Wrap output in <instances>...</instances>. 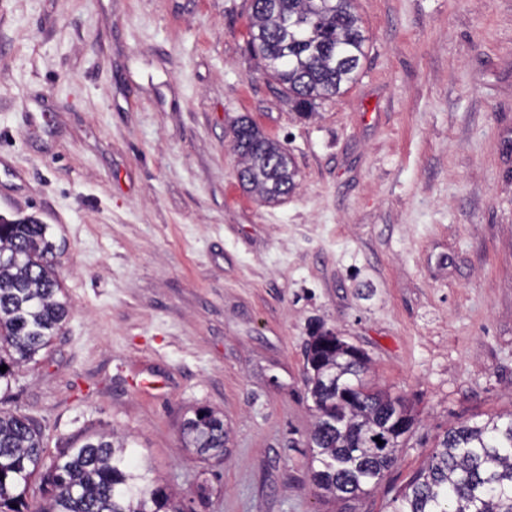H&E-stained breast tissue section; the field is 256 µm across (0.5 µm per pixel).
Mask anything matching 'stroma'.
I'll use <instances>...</instances> for the list:
<instances>
[{"label":"stroma","instance_id":"1","mask_svg":"<svg viewBox=\"0 0 512 512\" xmlns=\"http://www.w3.org/2000/svg\"><path fill=\"white\" fill-rule=\"evenodd\" d=\"M357 81L299 115L248 0H0V216L47 227L70 303L0 384L49 453L126 436L196 512H392L463 422L512 413V0H355ZM248 118L293 194L239 182ZM415 418L377 485L317 497L314 328ZM200 407L221 461L185 448ZM181 431L186 448H194L201 458L224 455L227 432L224 430V420L214 411L206 407L196 409L193 417L183 421Z\"/></svg>","mask_w":512,"mask_h":512}]
</instances>
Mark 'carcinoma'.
<instances>
[{
	"mask_svg": "<svg viewBox=\"0 0 512 512\" xmlns=\"http://www.w3.org/2000/svg\"><path fill=\"white\" fill-rule=\"evenodd\" d=\"M355 0H250L249 46L294 107L310 110L357 79L365 42ZM233 149L242 185L267 201L296 188L287 150L247 118L237 121ZM46 226L0 221V380L46 348L69 314L47 260ZM327 333L307 342L310 393L317 420L310 435L316 494L349 501L368 493L394 463L414 424L404 400L370 385L358 348ZM185 446L203 459L224 455V420L198 408L181 426ZM383 440L378 444L375 438ZM50 496L30 495L33 479ZM393 512H512V419L490 417L445 432L427 466L392 499ZM0 512H186L123 441L99 438L46 458L41 428L29 417L0 413Z\"/></svg>",
	"mask_w": 512,
	"mask_h": 512,
	"instance_id": "1",
	"label": "carcinoma"
}]
</instances>
